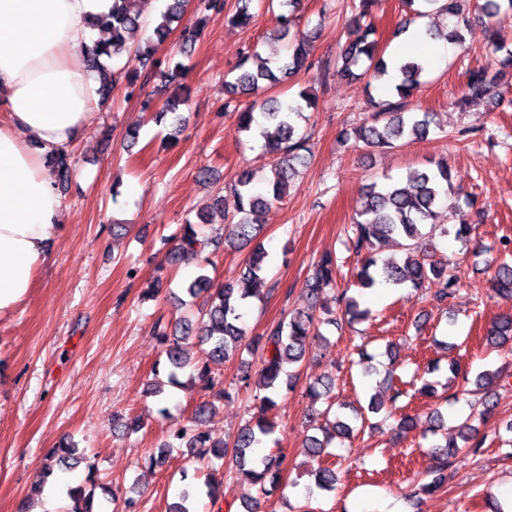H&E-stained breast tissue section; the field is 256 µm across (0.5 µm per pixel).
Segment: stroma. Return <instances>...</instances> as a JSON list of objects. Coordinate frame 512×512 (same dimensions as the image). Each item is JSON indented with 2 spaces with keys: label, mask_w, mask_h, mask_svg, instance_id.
<instances>
[{
  "label": "stroma",
  "mask_w": 512,
  "mask_h": 512,
  "mask_svg": "<svg viewBox=\"0 0 512 512\" xmlns=\"http://www.w3.org/2000/svg\"><path fill=\"white\" fill-rule=\"evenodd\" d=\"M352 5L353 0H302L296 23L299 30L318 32L309 56L315 67L265 91L284 99L309 86L319 107L301 123L310 137V161L289 194L261 217L264 229L256 244L269 253L271 264L259 298L244 311V323L253 336L278 321L283 310L306 308L305 281L328 251L342 261L339 287L371 315L351 327L322 326L300 381L280 404L274 438L286 455L282 487L261 499L257 512H293L306 503L302 492L309 477L302 448L311 434L305 423L309 382L334 380L333 395L348 417L367 405L369 393L387 399L383 384L368 386L362 366L352 364L354 346L366 345L377 370L395 365L406 380L429 359L443 369L458 359L477 375L507 357L488 351L482 338L496 314L512 311V299L490 298L488 290L504 258L499 240L512 238V105L485 98L461 107L455 98L470 68L493 63L491 44L512 49V17L471 20L462 30L464 46L427 65L413 98L415 111L433 117L428 136L377 149L351 136L370 116L368 98H388L380 74L369 73L362 81L340 71ZM249 11L253 19L245 27L213 16L185 57L187 70L178 83L187 122L175 146H165L167 127L151 121L141 99L125 97L120 88L109 103L94 106L82 136L70 145L78 164L62 197L63 229L33 288L0 317V512H18L24 503L35 512H69V497L42 496L44 458L67 437L95 464L100 485L121 490L141 485L140 512H167L182 487L180 454L162 470L142 462L170 425L190 416L201 393L189 383L169 388L170 415H158V401L144 394L163 358L152 325L157 316L175 319L187 310L191 298L183 285L199 268L214 280L233 283L252 251L253 246H227L206 265L190 257L167 261L178 225L198 210L209 212L210 222L202 227L206 235L226 237L223 213L212 206L215 195L241 168L267 176L274 165L262 143L221 113L224 81L243 51L258 49L272 62L288 53L287 41L269 37L275 15L266 0H251ZM461 129L468 130L467 139L455 140ZM440 156L452 170L450 201L473 227L467 241L437 240L435 260L454 262L460 270L456 296L444 309L413 291H392L370 303L366 290L355 285L359 259L348 251L344 234L357 216L363 189L387 177L406 182ZM252 404V391H240L202 427L213 438H228L247 420ZM436 409L451 427L471 420L486 442L479 464L457 466L444 489L419 500L409 480L429 465L442 442L429 429ZM408 412L415 417L410 428L373 414L371 429L332 443L333 453L357 466L341 471L335 491L309 502L314 512H381L389 497L403 512H491L493 498L512 504V457L502 451L503 442L512 439V387L501 391L488 416L463 399L438 405L419 397ZM129 414L144 416L141 431L130 433L116 423V416Z\"/></svg>",
  "instance_id": "1"
}]
</instances>
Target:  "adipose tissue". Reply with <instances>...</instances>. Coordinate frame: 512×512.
<instances>
[{
	"label": "adipose tissue",
	"mask_w": 512,
	"mask_h": 512,
	"mask_svg": "<svg viewBox=\"0 0 512 512\" xmlns=\"http://www.w3.org/2000/svg\"><path fill=\"white\" fill-rule=\"evenodd\" d=\"M112 0H0V316L33 285L60 229L47 155L80 136L98 102L87 15Z\"/></svg>",
	"instance_id": "ef3b65f1"
}]
</instances>
